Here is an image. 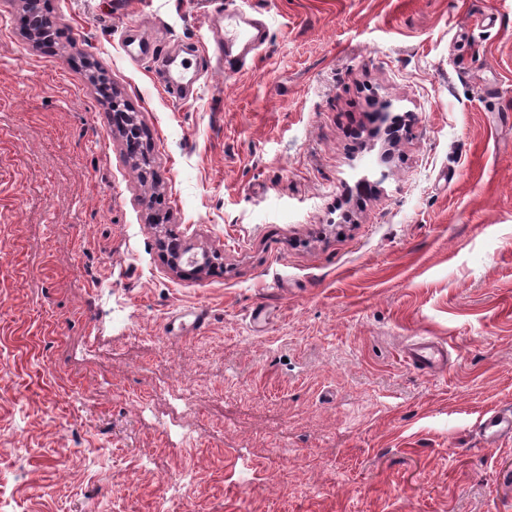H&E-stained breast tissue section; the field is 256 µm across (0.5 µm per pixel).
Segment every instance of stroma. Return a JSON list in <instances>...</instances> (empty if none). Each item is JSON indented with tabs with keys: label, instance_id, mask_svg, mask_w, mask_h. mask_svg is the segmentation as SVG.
Returning a JSON list of instances; mask_svg holds the SVG:
<instances>
[{
	"label": "stroma",
	"instance_id": "1",
	"mask_svg": "<svg viewBox=\"0 0 512 512\" xmlns=\"http://www.w3.org/2000/svg\"><path fill=\"white\" fill-rule=\"evenodd\" d=\"M221 2L0 0V512H512V0ZM227 24L224 26V42L218 43V52L222 58L227 49L233 48L235 45L242 46L243 50H251L262 41L263 34L261 29L251 21L240 17L225 14ZM163 251L166 252L167 259L171 269L177 273L185 274L187 272H191V274H199L204 272L209 266L212 264L213 259L218 256V253L211 254L209 252H205L202 255V261L198 262L194 265V267L185 271L182 268V259L185 252L188 250L187 247L183 244V242L176 236H169L168 239H164L160 243ZM444 347L434 341L418 343L409 349L406 356L409 362L420 365H434L444 359ZM481 428L489 441H496L502 436H512V416L502 413L485 414Z\"/></svg>",
	"mask_w": 512,
	"mask_h": 512
}]
</instances>
